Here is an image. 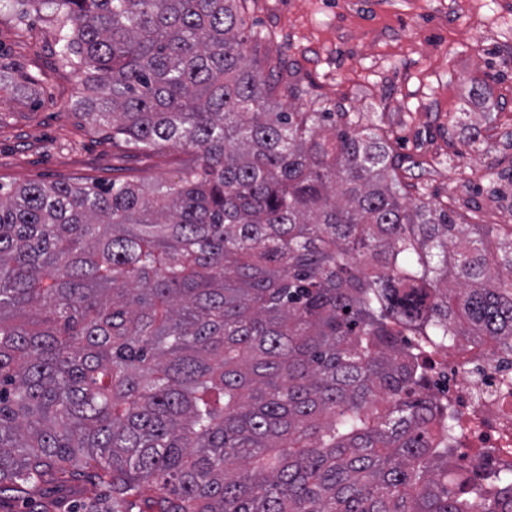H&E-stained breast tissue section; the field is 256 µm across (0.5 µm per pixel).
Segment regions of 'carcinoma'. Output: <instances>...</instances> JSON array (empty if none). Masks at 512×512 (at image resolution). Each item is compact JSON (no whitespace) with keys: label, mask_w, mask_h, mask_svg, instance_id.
<instances>
[{"label":"carcinoma","mask_w":512,"mask_h":512,"mask_svg":"<svg viewBox=\"0 0 512 512\" xmlns=\"http://www.w3.org/2000/svg\"><path fill=\"white\" fill-rule=\"evenodd\" d=\"M246 0L49 9L82 116L179 181L0 185V499L66 512H512L458 475L417 333L512 351V231L406 202L390 136L297 111ZM68 499L77 502L96 501L104 498L106 491L95 479H85L69 489ZM61 494L59 487L56 483L46 482L42 485L38 495L36 496V503H51L56 500ZM34 500L29 501L26 498L11 497L3 498L0 504V512H28L33 510L37 505Z\"/></svg>","instance_id":"cac0c4a2"}]
</instances>
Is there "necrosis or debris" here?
Listing matches in <instances>:
<instances>
[{
	"label": "necrosis or debris",
	"mask_w": 512,
	"mask_h": 512,
	"mask_svg": "<svg viewBox=\"0 0 512 512\" xmlns=\"http://www.w3.org/2000/svg\"><path fill=\"white\" fill-rule=\"evenodd\" d=\"M409 342L434 366L428 391L444 405L446 420L460 427L454 441L467 471H511L512 395L501 384L512 381V353L463 346L453 338L439 350L423 336Z\"/></svg>",
	"instance_id": "obj_1"
}]
</instances>
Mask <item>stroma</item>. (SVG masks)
Instances as JSON below:
<instances>
[{
	"label": "stroma",
	"mask_w": 512,
	"mask_h": 512,
	"mask_svg": "<svg viewBox=\"0 0 512 512\" xmlns=\"http://www.w3.org/2000/svg\"><path fill=\"white\" fill-rule=\"evenodd\" d=\"M247 54L390 136L410 198L512 229V0H248ZM47 17L0 0V184L175 182L187 156L91 132Z\"/></svg>",
	"instance_id": "obj_1"
}]
</instances>
